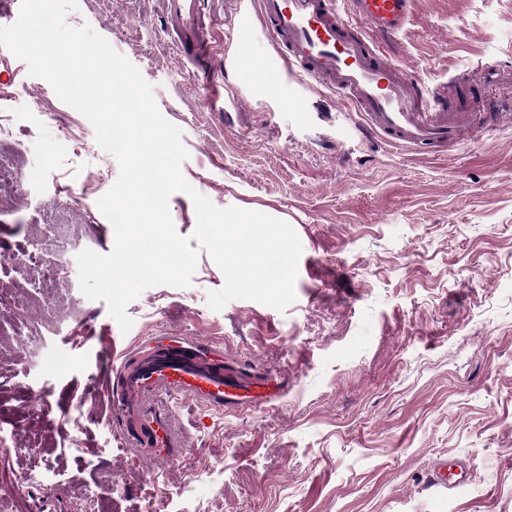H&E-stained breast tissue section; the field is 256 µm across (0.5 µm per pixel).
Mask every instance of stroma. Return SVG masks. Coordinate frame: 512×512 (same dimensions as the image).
Returning a JSON list of instances; mask_svg holds the SVG:
<instances>
[{
  "mask_svg": "<svg viewBox=\"0 0 512 512\" xmlns=\"http://www.w3.org/2000/svg\"><path fill=\"white\" fill-rule=\"evenodd\" d=\"M205 7L201 62L167 36L163 0H78L67 21L153 85L182 131L190 185L294 227L296 299L212 310L224 275L177 192L173 224L198 252L192 284L146 289L122 339L192 338L243 374L275 377L280 394L224 413L178 398L185 453L122 446L100 381L118 324L82 292L77 262L114 247L97 201L119 166L81 113L0 48V89L22 104L0 130V167L35 174L0 201V286L25 297L0 311V442L14 477L0 512H81L89 497L102 512H512V121L427 156L386 145L336 93L277 68L252 0ZM242 36L250 77L234 66ZM380 44L444 89L512 66V0H415L405 30ZM456 458L470 462L459 487H431L432 465Z\"/></svg>",
  "mask_w": 512,
  "mask_h": 512,
  "instance_id": "obj_1",
  "label": "stroma"
}]
</instances>
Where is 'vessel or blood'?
Here are the masks:
<instances>
[{
    "mask_svg": "<svg viewBox=\"0 0 512 512\" xmlns=\"http://www.w3.org/2000/svg\"><path fill=\"white\" fill-rule=\"evenodd\" d=\"M203 0H164L166 24L179 50L206 54L200 36ZM413 0H256L258 16L287 72L336 91L361 117L363 132L390 145L439 152L456 144L465 129L490 135L482 122L483 93L512 87V68L499 66L443 92L429 89L411 71L395 65L369 40V33L397 37L408 24ZM151 358L132 366L129 349L109 337V400L126 447L141 454L178 455L184 440L175 429L169 400L189 397L224 412L248 402L270 401L279 390L270 381L251 383L224 370V353L180 336L152 345ZM466 460L434 464L430 483L449 488L448 471L465 472Z\"/></svg>",
    "mask_w": 512,
    "mask_h": 512,
    "instance_id": "vessel-or-blood-1",
    "label": "vessel or blood"
}]
</instances>
